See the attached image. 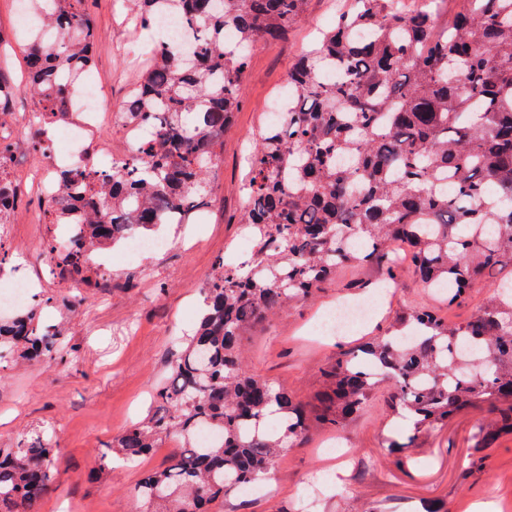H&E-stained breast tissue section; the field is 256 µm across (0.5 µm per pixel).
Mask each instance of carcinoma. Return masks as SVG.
I'll return each instance as SVG.
<instances>
[{"label":"carcinoma","mask_w":512,"mask_h":512,"mask_svg":"<svg viewBox=\"0 0 512 512\" xmlns=\"http://www.w3.org/2000/svg\"><path fill=\"white\" fill-rule=\"evenodd\" d=\"M55 30L30 46L26 80L0 64V113L21 95L31 120L55 123L68 112L65 75L89 70L98 32L84 0H47ZM196 30L188 58L163 47L129 92L124 112L153 129L136 153L80 172H55L59 200L44 201L51 224L85 216L77 236L54 240L58 266L87 281L88 251L115 245L135 227L182 224L211 195L208 169L242 101L252 48L282 39L306 0H173ZM399 10L392 0H352L301 57L288 77L296 92L283 122L268 124L248 159L240 223L255 241L250 259L220 261L203 289L204 309L182 340L172 382L157 391L158 409L102 449L136 459L163 435L182 451L135 488L144 512H210L212 501L267 477L285 444L316 424L341 431L367 406L380 382L370 362L386 366L394 418L412 430L388 450L413 447L454 414L481 402L512 399V296L493 293L466 323L450 324L416 306L383 334L342 349L322 369L325 391L311 409L242 369L239 344L253 326L315 295L353 264L394 283L402 266L424 286L447 287L460 305L484 280L512 287V0H468L443 28L431 8ZM239 47L226 49L224 31ZM332 68L338 81L321 76ZM85 184L79 196L67 194ZM20 197L0 172V213ZM38 301L0 319V360L61 354L44 331ZM202 427L222 439L196 444ZM512 432V405L472 434L480 451ZM54 479L53 449L27 436L0 448V512H40Z\"/></svg>","instance_id":"obj_1"}]
</instances>
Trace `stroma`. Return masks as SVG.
I'll use <instances>...</instances> for the list:
<instances>
[{"label": "stroma", "instance_id": "obj_1", "mask_svg": "<svg viewBox=\"0 0 512 512\" xmlns=\"http://www.w3.org/2000/svg\"><path fill=\"white\" fill-rule=\"evenodd\" d=\"M346 0H306L301 20L287 39L258 43L243 77L242 102L232 129L217 148L211 177V203L192 224H165L161 234L169 248L130 266L112 262V249L91 256L93 273L107 271V287L88 288L77 278L51 273L54 261L47 245L59 235L48 224L41 205L23 201L0 233V246L11 261L0 280H41L49 303L43 324L55 326L64 357L38 362L17 361L0 368V448L14 447L36 433L56 448L57 474L40 512H140L134 490L148 471L167 465L179 443L163 439L160 448L130 461L98 469L104 444L154 410L156 387L164 382L202 305L205 288L218 262L231 254L249 255L252 244L232 216L242 212L239 191L247 170L244 156L295 60L313 44L319 31L331 27ZM98 31L90 70L122 109L127 92L145 68L126 50L121 0H86ZM369 273L357 266L341 269L316 296L287 308L252 328L242 339L245 369L296 400L314 403L321 389L320 371L336 359V339L313 333L320 311L342 300L364 298L359 284ZM491 294L475 289L462 305L448 307L403 270L397 287L378 298L374 322L347 331L353 341L376 332L378 325L403 312L407 303L435 308L454 323L473 317ZM387 388L379 386L370 404L339 437L352 447L341 463L321 451L331 431L314 427L287 446L270 476L255 493L239 492L217 500L212 512H299L306 497L314 512H419L429 503L439 512H512V433L501 435L486 451L483 470L465 467L474 448L469 432L476 422L493 418L495 407L480 403L423 437L410 452L411 462L395 465L386 451L393 427L386 406Z\"/></svg>", "mask_w": 512, "mask_h": 512}]
</instances>
